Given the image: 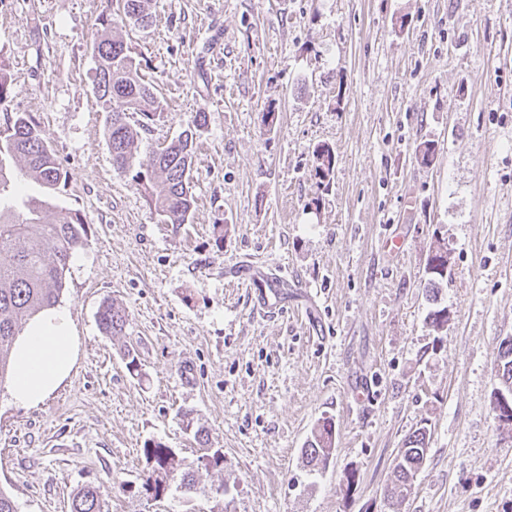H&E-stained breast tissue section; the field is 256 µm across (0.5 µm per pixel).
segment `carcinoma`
Listing matches in <instances>:
<instances>
[{"label":"carcinoma","instance_id":"cac0c4a2","mask_svg":"<svg viewBox=\"0 0 512 512\" xmlns=\"http://www.w3.org/2000/svg\"><path fill=\"white\" fill-rule=\"evenodd\" d=\"M121 23L145 28L152 22L151 0H117ZM95 60L93 76L94 103L107 114L105 136L112 155V166L143 192L165 224H187L192 218L196 200L192 190L196 135L206 125V114L195 113L191 124L167 145L154 152L150 167L136 169L138 130L146 129L163 110L155 87L144 80L139 64L123 37L106 33L93 44ZM141 117L138 125L130 115ZM314 172L317 185L330 182L335 156L330 147L314 150ZM23 162L22 178H17L6 159ZM49 189L67 182L53 151L42 137L38 124L24 112H17L4 134L0 135V384L9 377L11 355L16 337L26 321L38 311L55 306L65 288L69 263L73 254L86 245L87 229L78 210L60 209L47 213L48 202L22 194L21 179ZM430 255L424 269L428 288L426 297L431 309L426 321L431 330L441 333L448 327L442 318L448 307L441 305L440 292L448 281L444 264L434 263ZM98 323L107 336L123 333L127 315L112 301L102 304ZM501 386L512 385V342L501 341L496 364ZM430 433L416 430L404 442L395 465L396 483L385 490L392 512H399L404 493L412 490L415 477L427 458ZM335 451L333 420L322 417L301 449L307 466L315 471L326 469ZM146 468L142 488L162 497L171 485L184 494L197 490L198 474L182 469L177 453L159 441L144 444ZM204 469L224 467L220 448H208L199 457ZM100 489L86 486L73 498L71 512H105Z\"/></svg>","mask_w":512,"mask_h":512}]
</instances>
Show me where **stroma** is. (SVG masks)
Returning <instances> with one entry per match:
<instances>
[{
  "instance_id": "1",
  "label": "stroma",
  "mask_w": 512,
  "mask_h": 512,
  "mask_svg": "<svg viewBox=\"0 0 512 512\" xmlns=\"http://www.w3.org/2000/svg\"><path fill=\"white\" fill-rule=\"evenodd\" d=\"M116 11L0 0V130L34 118L68 175L57 204L88 223L60 298L81 341L71 378L34 408L0 391V488L18 512H70L87 485L109 512H390L396 455L422 427L404 512H512V434L491 411L512 336V0H151L153 24L122 30L164 103L138 164L206 115L180 226L112 167L91 48ZM321 144L336 158L323 188ZM439 239L437 334L423 273ZM244 259L287 272L279 309L257 313L226 278ZM108 300L122 335L98 326ZM322 417L335 452L312 472L301 450ZM150 440L198 471L192 496L126 492ZM207 446L223 469L201 470ZM313 156L315 177L318 179L317 185L321 187L327 182L325 185L327 186L334 172L335 156L330 147L325 145L318 146L314 150ZM98 323L105 335L119 336L125 329L127 315L125 310L113 301H105L98 312ZM495 372L501 387L512 386V340L500 342Z\"/></svg>"
}]
</instances>
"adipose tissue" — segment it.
Listing matches in <instances>:
<instances>
[{
	"instance_id": "obj_1",
	"label": "adipose tissue",
	"mask_w": 512,
	"mask_h": 512,
	"mask_svg": "<svg viewBox=\"0 0 512 512\" xmlns=\"http://www.w3.org/2000/svg\"><path fill=\"white\" fill-rule=\"evenodd\" d=\"M79 338L68 308H48L27 321L12 350L7 393L12 404H43L72 374Z\"/></svg>"
}]
</instances>
